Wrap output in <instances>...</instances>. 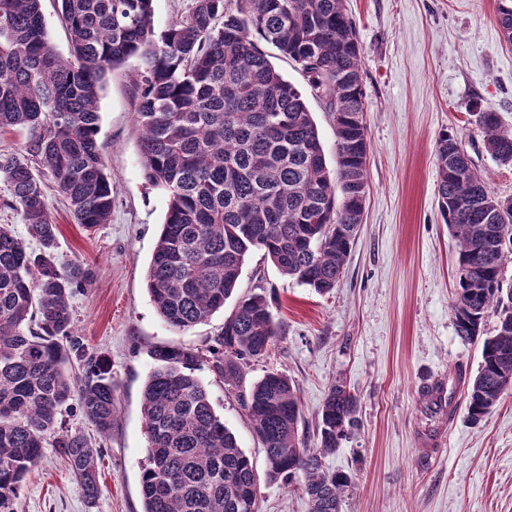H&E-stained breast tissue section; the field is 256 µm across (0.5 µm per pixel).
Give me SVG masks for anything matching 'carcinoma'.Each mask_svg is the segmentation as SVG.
Segmentation results:
<instances>
[{
    "label": "carcinoma",
    "mask_w": 512,
    "mask_h": 512,
    "mask_svg": "<svg viewBox=\"0 0 512 512\" xmlns=\"http://www.w3.org/2000/svg\"><path fill=\"white\" fill-rule=\"evenodd\" d=\"M70 54L50 44L42 0H0V132L28 134L25 155L0 156L40 252L27 251L0 224V512H14L22 482L51 444L88 501L99 494V450L58 427L75 409L102 436L116 414L112 376L86 356L71 299L93 279L81 264L55 262L58 226L41 175H49L75 223L93 228L112 215V178L98 140V90L106 69L135 58V127L146 181L168 196L146 273L160 317L187 329L233 297L247 257L260 251L284 275L331 291L363 221L369 142L355 22L343 0H194L155 35L153 0H58ZM512 46V0H497ZM300 65L327 100L336 136V171L327 166L302 93L253 39ZM485 150L512 166V130L495 112L478 113ZM438 208L459 242L453 314L457 334L479 335L490 309L495 334L467 384L468 417L479 423L512 389V198L494 195L455 138L436 145ZM278 327L265 296L236 302L224 321L212 369L232 389L244 364L268 354ZM143 391L147 459L143 512H258L251 458L216 413L196 375L200 352L155 346ZM78 363L82 375L68 368ZM271 482L303 478L309 512H339L348 480L324 463L357 423V397L334 385L318 418L319 446L299 435L295 384L269 372L242 395Z\"/></svg>",
    "instance_id": "obj_1"
}]
</instances>
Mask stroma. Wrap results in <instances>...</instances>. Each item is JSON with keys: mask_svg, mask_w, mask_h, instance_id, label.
Wrapping results in <instances>:
<instances>
[{"mask_svg": "<svg viewBox=\"0 0 512 512\" xmlns=\"http://www.w3.org/2000/svg\"><path fill=\"white\" fill-rule=\"evenodd\" d=\"M356 22L370 145L364 219L336 287L320 294L252 254L238 295L266 296L280 326L268 355L243 368L238 392L203 363L197 375L216 412L254 462L259 512H308L300 486L264 478L265 453L238 399L266 373L298 386L299 432L317 442L318 416L332 385L358 399L359 423L329 470L347 475L340 512H512V390L479 424L467 413L465 381L480 362L481 339L464 340L451 310L459 277L458 242L437 205L439 135L461 140L500 198H512V168L485 151L476 108L512 129V46L502 37L495 0H344ZM269 61L303 94L327 160L336 141L325 99L270 44ZM136 61L107 71L98 102L99 140L112 175L109 223L75 224L63 198L47 189L59 229V265L92 268L72 298L87 354L101 358L115 385L117 416L101 437L78 412L58 423L100 448V493L88 502L54 449L22 483L15 512H142L140 476L147 439L141 413L156 345L208 352L235 303L187 330L170 327L146 289V272L167 209L139 163L132 77ZM445 381L453 410L426 415L422 386Z\"/></svg>", "mask_w": 512, "mask_h": 512, "instance_id": "1", "label": "stroma"}]
</instances>
